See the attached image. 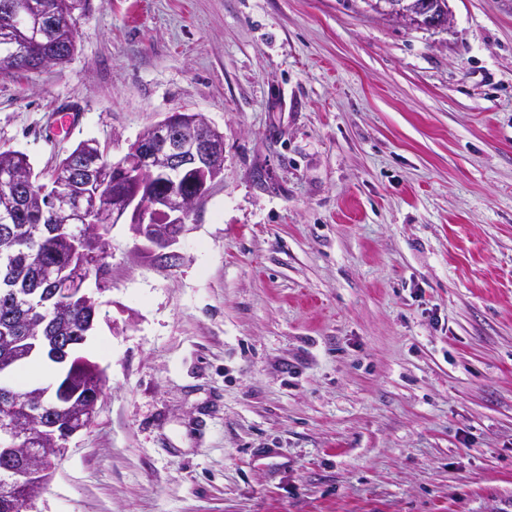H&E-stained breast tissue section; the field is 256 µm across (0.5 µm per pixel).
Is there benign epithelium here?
Listing matches in <instances>:
<instances>
[{"mask_svg":"<svg viewBox=\"0 0 512 512\" xmlns=\"http://www.w3.org/2000/svg\"><path fill=\"white\" fill-rule=\"evenodd\" d=\"M7 11L10 19L3 23L16 45L23 47L31 39L33 30H45L54 25L53 15L37 0H13ZM392 16L411 25L431 30H445L450 23L445 0H413L392 10ZM127 160L118 165L136 182L146 181L158 173L177 178L189 172L194 175V189L190 193L172 188L163 195L137 192L121 209L107 213L100 202V193L91 190L103 180L100 170H87L81 180L88 190L80 191L69 175L45 184L41 193L54 211L57 223L71 231L88 230L106 224H129L135 237L143 240L142 250L159 258L169 267L180 260L172 250L185 231L190 216L211 185L223 178L224 140L219 131L196 112H174L146 130L127 151ZM13 172L0 174V202L10 208L18 205L26 186ZM63 284L61 288L38 289L51 300L58 295L75 299L81 288H70L72 281L90 279L85 266H70L53 274ZM71 342L59 337L43 353L65 362L69 358ZM0 499L20 501L28 484L35 481L46 486L56 460L63 452V442L87 427L96 412V406L71 408V423L75 428L59 434L55 413L63 411V402L56 390L39 389L16 392L8 386L0 388Z\"/></svg>","mask_w":512,"mask_h":512,"instance_id":"1","label":"benign epithelium"}]
</instances>
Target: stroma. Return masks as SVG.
<instances>
[{"label": "stroma", "mask_w": 512, "mask_h": 512, "mask_svg": "<svg viewBox=\"0 0 512 512\" xmlns=\"http://www.w3.org/2000/svg\"><path fill=\"white\" fill-rule=\"evenodd\" d=\"M89 0L0 74V150L224 136L176 268L110 228L107 384L34 512H512V10ZM447 1L422 0L410 2L402 8L385 9L384 16L398 17L399 20L431 30H446L450 23ZM392 12V15L390 14ZM74 22L72 21L71 25H69L66 20L63 23L59 22L57 26L49 30L40 41L33 42L27 46L25 50L26 53L33 59H36L31 62V65H35L37 70L56 66L55 62L52 60H37L46 57L55 58L58 60V64L68 62L69 60H66V52L64 54L63 50L67 43L71 40H75ZM25 51L20 50L16 53L2 56L0 61L1 68L14 69L20 58L25 55Z\"/></svg>", "instance_id": "obj_1"}]
</instances>
